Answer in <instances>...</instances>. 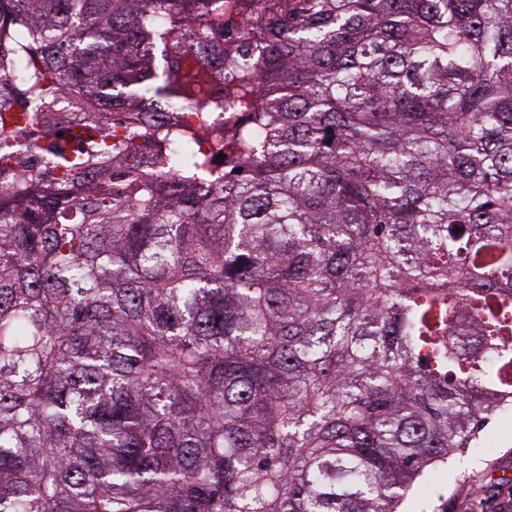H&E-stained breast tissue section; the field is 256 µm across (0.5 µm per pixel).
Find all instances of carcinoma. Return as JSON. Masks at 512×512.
Wrapping results in <instances>:
<instances>
[{"label": "carcinoma", "instance_id": "carcinoma-1", "mask_svg": "<svg viewBox=\"0 0 512 512\" xmlns=\"http://www.w3.org/2000/svg\"><path fill=\"white\" fill-rule=\"evenodd\" d=\"M11 71L198 125L0 187V512H412L512 421V0H0Z\"/></svg>", "mask_w": 512, "mask_h": 512}]
</instances>
